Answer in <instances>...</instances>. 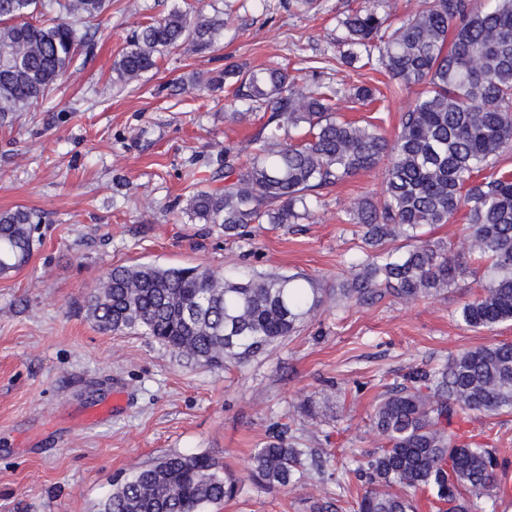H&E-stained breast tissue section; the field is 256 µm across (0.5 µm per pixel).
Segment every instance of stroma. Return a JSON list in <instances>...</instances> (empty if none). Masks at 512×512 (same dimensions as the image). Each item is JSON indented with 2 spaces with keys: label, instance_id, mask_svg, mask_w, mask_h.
<instances>
[{
  "label": "stroma",
  "instance_id": "obj_1",
  "mask_svg": "<svg viewBox=\"0 0 512 512\" xmlns=\"http://www.w3.org/2000/svg\"><path fill=\"white\" fill-rule=\"evenodd\" d=\"M228 15L220 48L165 56L140 81L113 84L112 63L140 25L182 0H112L89 25L92 53L47 97L0 125V211L18 206L44 221L29 262L0 278V512H99L131 469L178 453L206 454L238 480L221 512H315L336 498L353 450L382 442L376 401L412 369L438 368L460 349L511 341L512 321L476 331L458 309L471 280L414 302L337 300L361 239L345 213L376 193L384 167L325 192L311 218L263 224L247 236L182 212L187 172L208 188L224 145L248 147L264 122L232 121L223 92L199 81L228 64L319 66L339 36L337 16L361 0H322L319 12L266 10L263 0H192ZM334 86L378 88L374 102L339 100L352 121L381 116L394 135L414 89L389 75L331 63ZM203 266L238 279L301 274L326 292L317 315L268 352L228 368L180 360L140 333L100 330L87 316L91 293L116 265ZM126 401L112 407V395ZM288 427L324 463L292 487L251 479V454ZM463 441L512 460V411L462 424Z\"/></svg>",
  "mask_w": 512,
  "mask_h": 512
}]
</instances>
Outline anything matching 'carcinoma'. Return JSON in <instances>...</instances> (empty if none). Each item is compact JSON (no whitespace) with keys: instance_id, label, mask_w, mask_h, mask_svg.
<instances>
[{"instance_id":"1","label":"carcinoma","mask_w":512,"mask_h":512,"mask_svg":"<svg viewBox=\"0 0 512 512\" xmlns=\"http://www.w3.org/2000/svg\"><path fill=\"white\" fill-rule=\"evenodd\" d=\"M111 0H0V119L43 99L93 43L81 32ZM389 0H364L337 20L342 36L332 59L383 69L402 87L423 86L388 138L372 122L338 116L342 96L369 100L367 86L333 88L312 71L316 89L280 67L233 65L207 80L211 90L235 86L244 108L269 116L251 150L224 146L220 188L193 189L190 220L217 224L227 236L252 224H298L313 200L349 178L385 165L381 191L349 210L369 247L336 294L357 304L386 296L410 302L472 277L479 292L460 312L475 330L512 321V173L497 168L512 148V0H420L394 26ZM228 19L194 5L147 23L112 63L113 82L127 84L185 48H218ZM464 212L469 253L478 267L456 261L448 247L422 239L425 225ZM42 216L18 207L0 212V276L23 268ZM402 238L405 250L385 244ZM322 305L320 289L295 275L232 280L199 267L116 266L91 299L104 331H139L178 357L210 366L242 363L298 332ZM512 410V343L479 344L437 369H414L382 395L372 426L384 444L353 454L346 470L363 490L317 512H416L412 494L427 492L437 512H496L485 499L500 488L506 464L497 452L462 443L456 426ZM313 454L280 429L251 456L254 480L295 486ZM238 481L206 454H170L130 472L100 512H206L237 496Z\"/></svg>"}]
</instances>
